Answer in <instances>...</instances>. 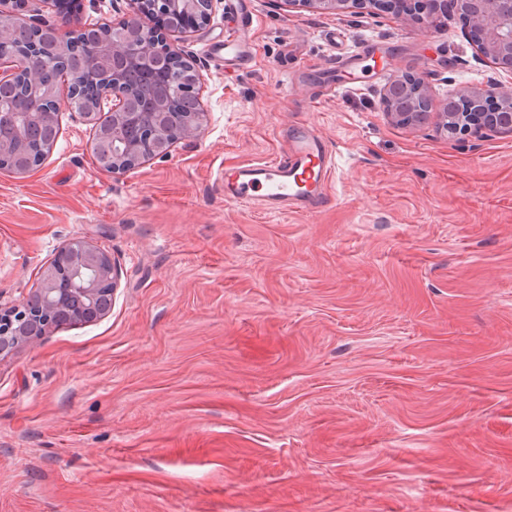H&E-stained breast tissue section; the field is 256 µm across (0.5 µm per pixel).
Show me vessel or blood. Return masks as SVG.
Wrapping results in <instances>:
<instances>
[{
    "mask_svg": "<svg viewBox=\"0 0 512 512\" xmlns=\"http://www.w3.org/2000/svg\"><path fill=\"white\" fill-rule=\"evenodd\" d=\"M254 18L240 11L224 40L225 65L243 67L250 60L249 42ZM335 154L310 127H294L291 144L274 159L258 165L225 170L224 198L263 210L313 212L333 202L327 183Z\"/></svg>",
    "mask_w": 512,
    "mask_h": 512,
    "instance_id": "b4317fda",
    "label": "vessel or blood"
}]
</instances>
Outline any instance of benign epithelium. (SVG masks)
I'll list each match as a JSON object with an SVG mask.
<instances>
[{"label": "benign epithelium", "instance_id": "obj_1", "mask_svg": "<svg viewBox=\"0 0 512 512\" xmlns=\"http://www.w3.org/2000/svg\"><path fill=\"white\" fill-rule=\"evenodd\" d=\"M10 0H0V30L11 25L30 27L26 19L5 8ZM213 0H128L132 20L139 24L140 42L134 49L125 47V41L105 35L99 53L109 52L128 56L131 64L155 75L153 58L160 33L150 26L155 11L170 15L176 23L163 26L168 33L181 34L191 26L207 25ZM286 7L304 5L324 13H344L353 9H383L400 11L398 19L407 21L412 14L421 21L448 13V0H280ZM456 10L467 18L476 33V51L492 61L510 76L507 81L494 80L475 86L464 93L463 109L443 112H418L412 106L432 107L429 85L411 74H401L395 87H386L382 96L383 111L398 125L416 127L429 118L450 134L481 132L512 135V6L502 8V0H454ZM60 50L67 53L81 47L76 35L53 29ZM38 55L30 53L21 61L17 55L0 47V86L16 80L27 82L28 95L38 107L48 100H59L55 86L31 69ZM88 77L98 82L95 104H111L112 123L130 130L140 127L141 112L130 108V90L122 71L103 73L91 67ZM168 100L156 105L160 120L142 138L130 141L125 148L112 147V171L126 170L142 160L169 155L175 138L195 139L202 124V113L186 114L173 110ZM120 273L111 257L91 243L74 239L57 252L51 265L44 271L32 295L40 298L33 305L28 300L9 307L0 306V355L20 344L35 345L57 326V316L70 305L74 296H81L88 304L77 309L78 321H93L105 316L112 307V297L118 286Z\"/></svg>", "mask_w": 512, "mask_h": 512}]
</instances>
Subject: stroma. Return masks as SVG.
Listing matches in <instances>:
<instances>
[{"mask_svg":"<svg viewBox=\"0 0 512 512\" xmlns=\"http://www.w3.org/2000/svg\"><path fill=\"white\" fill-rule=\"evenodd\" d=\"M249 67L210 54L213 0L178 36L200 74L197 140L108 172L61 109L47 158L0 169V301L28 297L72 239L119 266L112 309L0 356V512H512V136L391 123L502 79L458 13L431 24L250 0ZM33 24H119L79 0ZM304 123L333 143L334 204L225 201L224 169Z\"/></svg>","mask_w":512,"mask_h":512,"instance_id":"35a3bbf8","label":"stroma"}]
</instances>
